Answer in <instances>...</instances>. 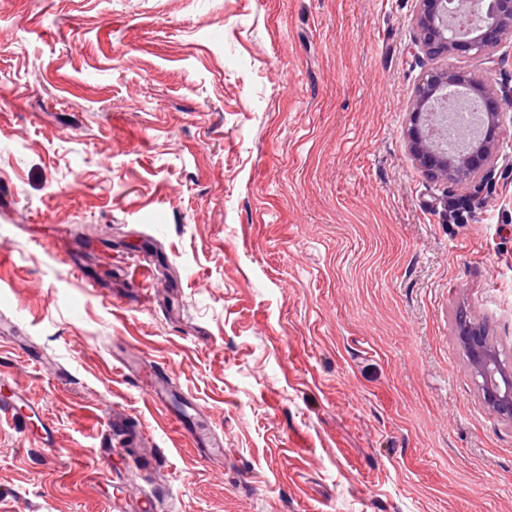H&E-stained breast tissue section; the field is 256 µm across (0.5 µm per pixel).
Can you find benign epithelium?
Segmentation results:
<instances>
[{
    "label": "benign epithelium",
    "instance_id": "1",
    "mask_svg": "<svg viewBox=\"0 0 512 512\" xmlns=\"http://www.w3.org/2000/svg\"><path fill=\"white\" fill-rule=\"evenodd\" d=\"M468 7V0H417L414 25L420 51L429 58L469 53L491 55L512 42V0H484L481 23L464 31L458 30L454 20ZM454 86L463 87L476 97L487 134L469 152L447 156L435 150L432 129H422V120L436 115L437 96L442 90ZM511 104L512 89L499 86L488 77L454 68L429 71L417 89L407 129L410 150L420 168L452 185L472 182L494 159L501 118ZM459 339L475 372L491 377L496 375L501 364L481 327H465L459 331ZM484 400L501 416L512 420V379L505 377L500 383L494 382L486 389Z\"/></svg>",
    "mask_w": 512,
    "mask_h": 512
}]
</instances>
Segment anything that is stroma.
I'll use <instances>...</instances> for the list:
<instances>
[{"label": "stroma", "mask_w": 512, "mask_h": 512, "mask_svg": "<svg viewBox=\"0 0 512 512\" xmlns=\"http://www.w3.org/2000/svg\"><path fill=\"white\" fill-rule=\"evenodd\" d=\"M416 0H0V512H111L109 418L158 512H512V106L478 194L419 168ZM153 268L142 281L135 267ZM165 366L198 458L112 356ZM458 335L475 372L495 377L501 364L494 347L487 340L484 330L479 326L469 325L463 330L459 329ZM508 377V376H507ZM504 388L501 383L494 379L492 387L487 388L484 393V400L489 407L498 412L501 416L512 420V379L502 378ZM6 416H11L12 419L16 420H23L25 428L40 440L43 447L52 448L54 446L55 429L53 423L21 392L16 391L11 396L1 397L0 417ZM34 417L38 420V424L34 426L31 423V427L26 425V420ZM114 433H119L123 437H127L125 444L121 445L122 448H113L114 455H120L128 461L129 456L139 458L144 464L150 465L152 458L144 454L145 448L144 440L146 434L144 430L138 429L129 418L122 413H112V420L110 422ZM172 422L176 424L180 435L188 442L191 448L204 460H221L224 458V439L213 433L210 429L191 428L176 414H171Z\"/></svg>", "instance_id": "35a3bbf8"}]
</instances>
